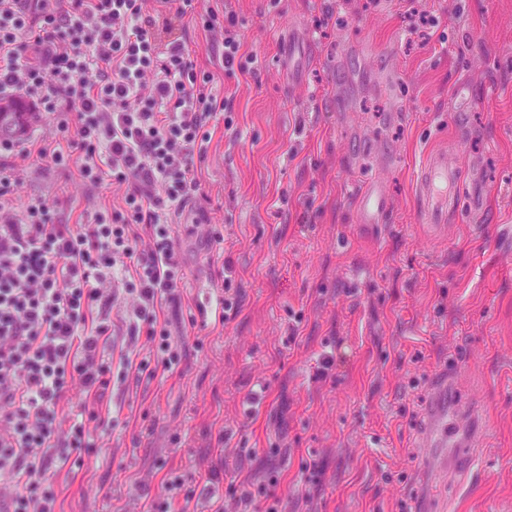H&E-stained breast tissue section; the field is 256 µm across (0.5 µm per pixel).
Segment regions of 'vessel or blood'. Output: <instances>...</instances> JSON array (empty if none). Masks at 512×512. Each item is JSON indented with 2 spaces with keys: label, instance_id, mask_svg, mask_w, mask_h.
Segmentation results:
<instances>
[{
  "label": "vessel or blood",
  "instance_id": "vessel-or-blood-1",
  "mask_svg": "<svg viewBox=\"0 0 512 512\" xmlns=\"http://www.w3.org/2000/svg\"><path fill=\"white\" fill-rule=\"evenodd\" d=\"M460 175L440 153H433L420 182V209L426 223L442 224L448 219V203L454 200ZM357 218L362 224H377L386 211V199L379 181L357 189ZM458 374L448 368L437 371L421 410L415 446L422 456L447 457L449 448L471 451L478 447L483 432L470 405L448 404L445 394L457 384Z\"/></svg>",
  "mask_w": 512,
  "mask_h": 512
}]
</instances>
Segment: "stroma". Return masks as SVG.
Returning <instances> with one entry per match:
<instances>
[{
	"mask_svg": "<svg viewBox=\"0 0 512 512\" xmlns=\"http://www.w3.org/2000/svg\"><path fill=\"white\" fill-rule=\"evenodd\" d=\"M232 4L250 71L219 82L234 125L211 122L202 190L172 215L183 266L163 313L185 357L109 387L113 424L82 463L47 473L58 512H148L165 493L159 463L204 474L220 433L212 497L274 470L287 512H414L421 487L430 512H512V0ZM414 8L430 18L417 32ZM436 151L462 172L443 227L418 202ZM370 179L389 206L364 225L354 193ZM62 187L65 224L119 200L51 166L24 173L15 198ZM475 193L488 197L477 215ZM228 259L241 307L222 325ZM333 350L344 366L314 380ZM452 354L485 443L475 464L429 478L415 431ZM309 461L319 485L303 480Z\"/></svg>",
	"mask_w": 512,
	"mask_h": 512,
	"instance_id": "1",
	"label": "stroma"
}]
</instances>
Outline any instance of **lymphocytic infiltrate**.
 Masks as SVG:
<instances>
[{"instance_id":"1","label":"lymphocytic infiltrate","mask_w":512,"mask_h":512,"mask_svg":"<svg viewBox=\"0 0 512 512\" xmlns=\"http://www.w3.org/2000/svg\"><path fill=\"white\" fill-rule=\"evenodd\" d=\"M214 0H0V100L19 98L53 122L40 139L0 137V493L10 512H55L46 480L110 423L112 380H153L183 358L160 315L181 271L171 214L196 197L193 152L231 111L219 74L246 72L242 43ZM215 37L220 70L199 63L193 33ZM76 167L83 184L122 189L83 224H59L60 197L16 205L22 173ZM149 246L137 247L140 235ZM131 302L127 352L99 349L108 311ZM148 354L132 358L138 341ZM88 400L64 411L73 383Z\"/></svg>"}]
</instances>
